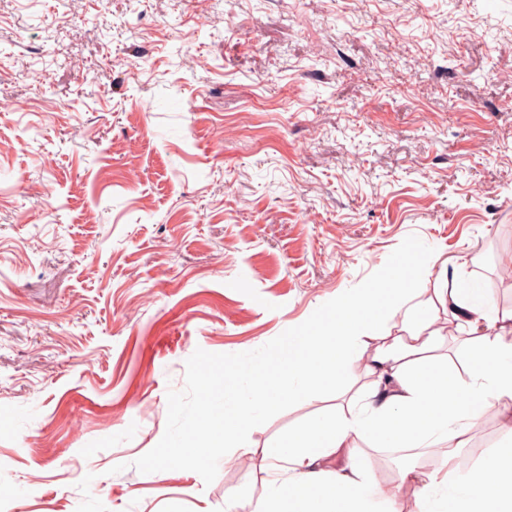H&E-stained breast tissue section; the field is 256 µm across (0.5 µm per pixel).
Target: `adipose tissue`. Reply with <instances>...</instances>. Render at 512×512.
<instances>
[{"mask_svg": "<svg viewBox=\"0 0 512 512\" xmlns=\"http://www.w3.org/2000/svg\"><path fill=\"white\" fill-rule=\"evenodd\" d=\"M459 257L434 256L420 288L373 284L337 296L333 309L314 316L288 351V391L303 394L318 380L335 383L362 364L371 389L347 409L318 414L282 433L270 448L282 472L252 512H397L399 495L414 491L419 512H459L461 499L473 512H512V478L499 463L461 485L421 484L415 468L403 471L395 496L379 495L373 474L355 459L359 442L377 448H460L469 426L487 411L512 425V308H498L463 279ZM426 319L414 317L415 309ZM466 330V380H450L447 365L419 361L441 336L438 321ZM272 356L239 370L233 396L220 410V426L208 437L227 448L252 447L251 428L276 397L258 378Z\"/></svg>", "mask_w": 512, "mask_h": 512, "instance_id": "adipose-tissue-1", "label": "adipose tissue"}]
</instances>
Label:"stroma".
I'll list each match as a JSON object with an SVG mask.
<instances>
[{"label": "stroma", "instance_id": "1", "mask_svg": "<svg viewBox=\"0 0 512 512\" xmlns=\"http://www.w3.org/2000/svg\"><path fill=\"white\" fill-rule=\"evenodd\" d=\"M438 252L512 307V0H0V512H251L267 445L370 378L272 365L253 447L163 465L204 396ZM466 438L357 458L512 459L493 414Z\"/></svg>", "mask_w": 512, "mask_h": 512}]
</instances>
